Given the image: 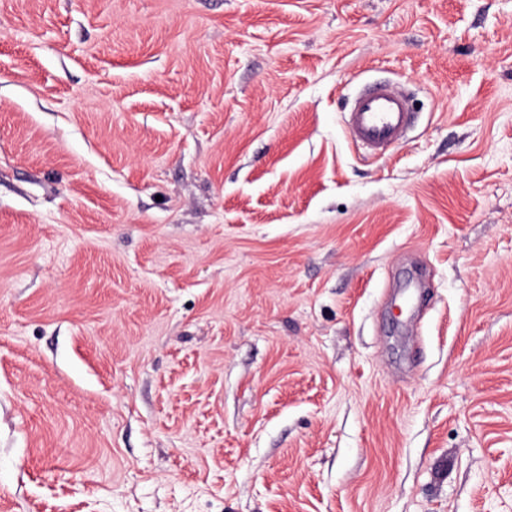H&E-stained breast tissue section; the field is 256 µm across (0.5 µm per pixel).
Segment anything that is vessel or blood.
I'll return each mask as SVG.
<instances>
[{
    "mask_svg": "<svg viewBox=\"0 0 512 512\" xmlns=\"http://www.w3.org/2000/svg\"><path fill=\"white\" fill-rule=\"evenodd\" d=\"M353 141L374 156L402 143L411 126L406 93L390 83H366L356 91L348 110Z\"/></svg>",
    "mask_w": 512,
    "mask_h": 512,
    "instance_id": "b4317fda",
    "label": "vessel or blood"
}]
</instances>
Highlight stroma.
I'll return each instance as SVG.
<instances>
[{"label": "stroma", "mask_w": 512, "mask_h": 512, "mask_svg": "<svg viewBox=\"0 0 512 512\" xmlns=\"http://www.w3.org/2000/svg\"><path fill=\"white\" fill-rule=\"evenodd\" d=\"M0 512H512V0H0ZM352 140L373 156L402 143L411 126L406 93L390 83H364L348 110Z\"/></svg>", "instance_id": "stroma-1"}]
</instances>
